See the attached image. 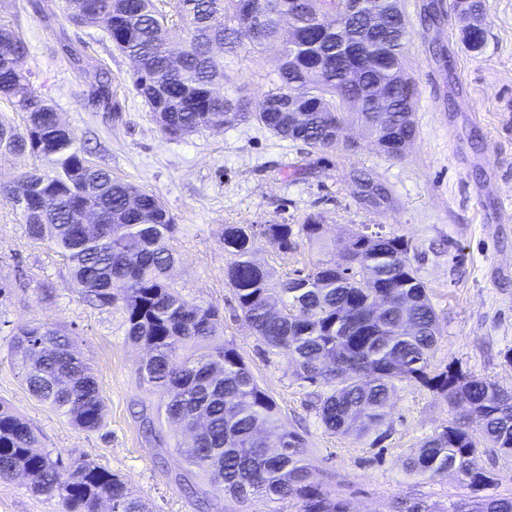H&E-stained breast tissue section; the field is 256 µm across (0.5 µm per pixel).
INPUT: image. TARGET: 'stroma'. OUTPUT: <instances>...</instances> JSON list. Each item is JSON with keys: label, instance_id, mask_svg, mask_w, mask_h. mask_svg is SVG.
Here are the masks:
<instances>
[{"label": "stroma", "instance_id": "obj_1", "mask_svg": "<svg viewBox=\"0 0 512 512\" xmlns=\"http://www.w3.org/2000/svg\"><path fill=\"white\" fill-rule=\"evenodd\" d=\"M412 35L405 67L416 80L417 134L402 159L388 158L348 117L336 149L315 151L272 136L254 123L215 126L182 140L166 139L133 91V62L95 27L66 20V0H0V20L17 25L29 48L36 88L48 94L61 122L76 134L88 157L114 176L159 195L179 232L175 288L220 310L221 342L232 344L255 380L275 401L283 427L299 432L314 481L348 499L353 512H394L402 501H423L452 512L470 492L453 478L410 476L404 462L413 448L440 431L460 409L417 382L400 384L390 410V435L359 442L327 431L312 405L310 386L297 380L284 352L270 349L242 317L224 279L228 224H300L318 218L328 249L298 238L283 253L260 242L257 260L272 279L334 257L331 242L364 226L403 237L418 278L429 288L441 337L432 367H452L512 389V0H485L487 44L465 50L450 0H407ZM434 4L440 27L423 20ZM83 46L84 71L69 66L61 37ZM274 51L239 55L237 83L252 104L263 99ZM112 74L117 113L97 110L91 86L97 69ZM51 298H43L41 284ZM0 403L32 424L40 451L51 457L82 456L119 475L151 512H292L264 498L247 505L194 477L182 486L187 465L174 451L180 432L163 423L162 444L147 441L143 411L157 396L136 369L144 348L125 336L121 309L82 301L68 267L49 244L30 241L13 198L0 192ZM56 323L75 334L92 364L105 404L100 430L77 429L61 412L36 399L8 348L24 325ZM0 512H59L56 498L35 495L26 480H0Z\"/></svg>", "mask_w": 512, "mask_h": 512}]
</instances>
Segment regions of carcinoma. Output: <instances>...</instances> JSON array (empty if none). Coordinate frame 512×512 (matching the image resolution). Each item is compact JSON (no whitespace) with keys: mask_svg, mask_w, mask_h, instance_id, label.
Listing matches in <instances>:
<instances>
[{"mask_svg":"<svg viewBox=\"0 0 512 512\" xmlns=\"http://www.w3.org/2000/svg\"><path fill=\"white\" fill-rule=\"evenodd\" d=\"M397 0H365L386 15L366 28L350 14V0H300L306 22L291 36L280 20L294 0H67V11L100 29L137 64L132 87L161 134L171 140L213 126L252 121L276 137L317 151L336 148L347 113L363 121L380 151L404 156L416 137V83L403 67L410 36ZM467 21L459 29L466 50L480 53L487 32L484 3L452 4ZM183 34L179 66H171L172 29ZM278 49L270 88L253 111L237 90L212 100L213 86L233 80L231 59L242 50ZM28 47L12 26L0 23V97L22 113L19 126L0 123V154L27 153L38 164L0 191L27 199L22 217L29 239L47 242L67 261L80 296L94 306L118 307L126 338L147 356L141 383L159 395L157 415L178 424L176 453L209 482L243 504L252 496L291 504L295 512H352L311 479L303 437L282 428L274 400L258 385L230 344L216 343L220 315L172 287L177 224L155 193L89 162L74 131L59 123L51 101L32 83ZM94 100H112V77L96 74ZM100 218L88 234L75 213ZM323 225L313 218L291 224H226L224 270L245 321L270 348L288 354L296 377L321 389L316 411L326 430L364 440L389 435V410L398 384L415 381L463 407L448 426L425 438L404 462L425 479L452 477L475 493L469 512H512V495L483 494L491 470L473 466L479 453L512 461V390L449 367L432 375L439 339L429 289L417 277L400 236L352 234L339 260H328L278 283L255 259L265 240L286 253L295 237L325 247ZM74 333L55 324L17 329L11 353L28 390L67 415L82 431L104 421V402L90 362L76 350ZM33 426L0 403V478L23 476L29 490L58 498L61 512H148L120 476L85 458L53 459L37 449Z\"/></svg>","mask_w":512,"mask_h":512,"instance_id":"obj_1","label":"carcinoma"}]
</instances>
